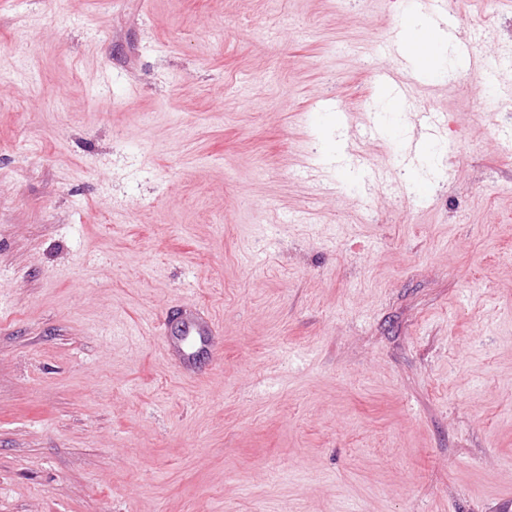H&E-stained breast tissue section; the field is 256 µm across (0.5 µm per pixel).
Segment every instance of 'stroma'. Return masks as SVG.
I'll use <instances>...</instances> for the list:
<instances>
[{
  "label": "stroma",
  "mask_w": 512,
  "mask_h": 512,
  "mask_svg": "<svg viewBox=\"0 0 512 512\" xmlns=\"http://www.w3.org/2000/svg\"><path fill=\"white\" fill-rule=\"evenodd\" d=\"M445 2L500 105L391 111L404 0H0V512H512V0ZM174 308H179V312L166 336L167 347L182 371L189 373L202 356L213 352L217 326L207 310Z\"/></svg>",
  "instance_id": "obj_1"
}]
</instances>
